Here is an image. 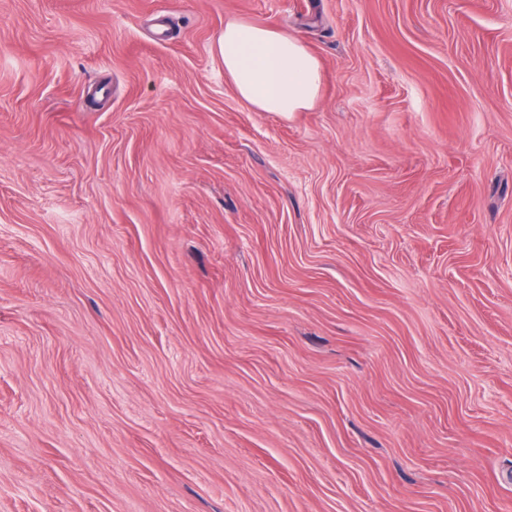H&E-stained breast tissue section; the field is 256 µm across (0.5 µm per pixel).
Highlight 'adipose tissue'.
I'll return each instance as SVG.
<instances>
[{"instance_id":"adipose-tissue-1","label":"adipose tissue","mask_w":512,"mask_h":512,"mask_svg":"<svg viewBox=\"0 0 512 512\" xmlns=\"http://www.w3.org/2000/svg\"><path fill=\"white\" fill-rule=\"evenodd\" d=\"M239 98L260 112H301L318 100L322 65L288 33L245 21L225 23L217 41Z\"/></svg>"}]
</instances>
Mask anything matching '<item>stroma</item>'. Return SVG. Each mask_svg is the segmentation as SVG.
Returning <instances> with one entry per match:
<instances>
[{
    "label": "stroma",
    "instance_id": "1",
    "mask_svg": "<svg viewBox=\"0 0 512 512\" xmlns=\"http://www.w3.org/2000/svg\"><path fill=\"white\" fill-rule=\"evenodd\" d=\"M0 512H512V0H0ZM217 50L239 98L260 112H301L318 100L322 65L288 33L245 21L225 23Z\"/></svg>",
    "mask_w": 512,
    "mask_h": 512
}]
</instances>
